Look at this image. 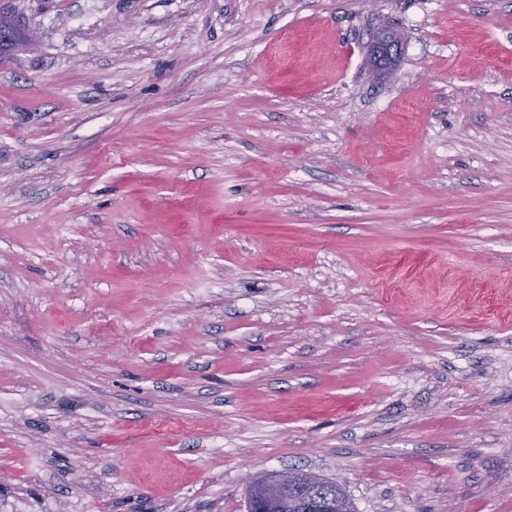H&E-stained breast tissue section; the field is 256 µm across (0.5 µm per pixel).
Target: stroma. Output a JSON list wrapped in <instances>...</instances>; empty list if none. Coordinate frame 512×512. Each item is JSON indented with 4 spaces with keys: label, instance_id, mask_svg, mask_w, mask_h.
Here are the masks:
<instances>
[{
    "label": "stroma",
    "instance_id": "1",
    "mask_svg": "<svg viewBox=\"0 0 512 512\" xmlns=\"http://www.w3.org/2000/svg\"><path fill=\"white\" fill-rule=\"evenodd\" d=\"M0 12V512H512V0ZM372 45V53L375 62V65L371 64L372 70L379 76L391 74L395 69V61L399 59L402 54V34L383 29L377 33ZM289 471L279 473L278 484H276L266 495L258 496L254 493V487L258 481L260 474L252 476L248 482L246 494L250 503V510L248 504V510L250 512H265L270 511L274 506L273 498L278 496L280 493H288V483L291 481V475ZM304 479L308 484L309 492L313 493V496H317L318 498H332L336 501L339 500L343 503L344 512H354V508L352 503L347 496L346 492L340 487L338 484L332 481H328L326 479L311 475L309 473H304ZM311 497V498H312Z\"/></svg>",
    "mask_w": 512,
    "mask_h": 512
}]
</instances>
